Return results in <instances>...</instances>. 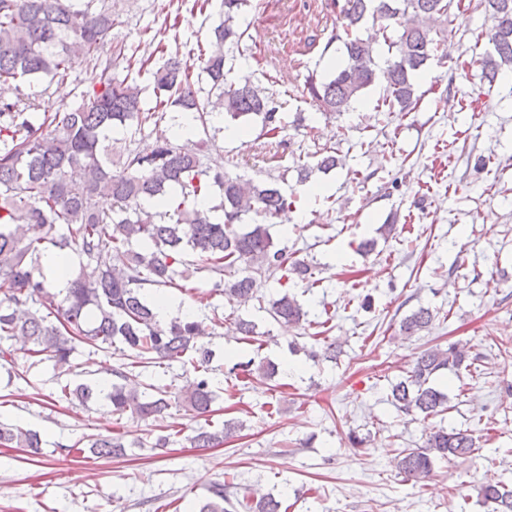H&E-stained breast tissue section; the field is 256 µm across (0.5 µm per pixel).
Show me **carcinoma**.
Wrapping results in <instances>:
<instances>
[{"instance_id": "cac0c4a2", "label": "carcinoma", "mask_w": 512, "mask_h": 512, "mask_svg": "<svg viewBox=\"0 0 512 512\" xmlns=\"http://www.w3.org/2000/svg\"><path fill=\"white\" fill-rule=\"evenodd\" d=\"M454 0H330L345 34L346 61L328 76L311 73L303 90L310 104L340 116L366 90L383 85L382 105L406 115L416 109L418 77L438 56L436 25L450 22ZM251 0H221L219 23L194 67L170 56L153 71L155 106L145 107L143 89L120 80L114 70L132 65L124 48L107 47L116 18L104 0H0V368L15 366L14 353L1 346L21 340L27 353L56 369L70 366L77 345L107 352H129L127 368H115L104 391L99 383L65 384L59 399L87 406L105 402L114 415L148 420L177 405L199 416L215 412L211 387V351L200 342L203 323L191 316L161 322L154 300L168 288L183 289L190 270L208 272L212 286L228 302L262 301V281L273 278L278 296L263 311L276 323L299 326L307 320L288 280L311 277L310 267L288 260L275 245L268 226L286 215L291 203L274 183L231 176L204 166L214 147L208 123L214 114L242 129L261 119L262 136L275 138L286 125L278 107L249 76L235 75L236 56L246 35L242 17ZM488 13L490 51L480 59L482 78L493 83L512 71V0H477ZM370 21L379 25L388 57L380 60L378 41L359 34ZM91 71L75 107H44L46 91L25 94L19 82L39 83L69 75L77 59ZM193 114L203 135L183 142L159 138L143 143L145 124L165 118L163 108ZM344 165L334 148L318 152L315 164L298 165V179ZM112 199L109 210L98 206ZM56 254L67 261L65 287L48 280L42 260ZM434 315L420 307L407 315L400 330L414 336L429 329ZM231 325L247 341L260 336L251 316L234 314ZM190 366L194 376L171 391L148 384L127 385L128 368ZM241 370L271 379V361L239 363ZM464 368L480 375L479 357H468L455 343L421 351L413 366L390 383L387 401L397 410L438 416L448 410V396L434 383L448 370ZM232 419L207 425L194 436L198 448H213L239 430ZM40 435L0 423V445L41 447ZM96 458H119L139 439L110 432L88 440ZM476 440L467 430L439 426L418 448H405L397 468L406 478L424 482L438 460L467 457ZM214 482L192 512H281L273 495L227 494ZM478 495L492 512H512V485L487 479Z\"/></svg>"}]
</instances>
